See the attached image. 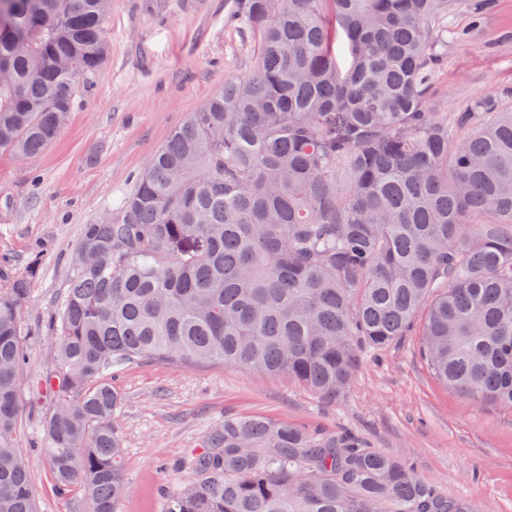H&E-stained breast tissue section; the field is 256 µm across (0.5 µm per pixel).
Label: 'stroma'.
<instances>
[{"label":"stroma","mask_w":512,"mask_h":512,"mask_svg":"<svg viewBox=\"0 0 512 512\" xmlns=\"http://www.w3.org/2000/svg\"><path fill=\"white\" fill-rule=\"evenodd\" d=\"M456 33L442 61L435 102L463 111L488 93L512 95V0L480 15L449 17ZM109 54L56 138L17 160L0 152V267L30 279L22 315L26 363L19 381L17 445L29 449L36 512H79L63 499L37 446L51 399L52 321L68 286L83 225L114 211L171 130L247 73L253 47L224 18V0H110ZM418 335L359 358L336 404L288 377L230 365L145 360L107 379L121 395L115 421L126 495L119 512H165L168 495L192 480L183 460L225 416L262 415L310 429L348 430L412 464L420 479L479 512H512V410L447 389L429 372Z\"/></svg>","instance_id":"35a3bbf8"}]
</instances>
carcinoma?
<instances>
[{"label":"carcinoma","mask_w":512,"mask_h":512,"mask_svg":"<svg viewBox=\"0 0 512 512\" xmlns=\"http://www.w3.org/2000/svg\"><path fill=\"white\" fill-rule=\"evenodd\" d=\"M4 0L0 151L40 152L108 54L110 0ZM463 0H230L257 47L86 224L60 303L40 452L118 512L115 366L285 375L334 404L421 321L434 377L512 408V104L432 103ZM0 512H36L15 447L29 276L0 269ZM165 512H476L349 432L224 417Z\"/></svg>","instance_id":"carcinoma-1"}]
</instances>
